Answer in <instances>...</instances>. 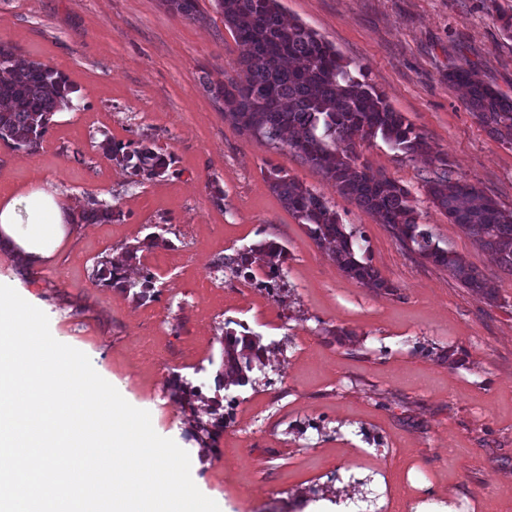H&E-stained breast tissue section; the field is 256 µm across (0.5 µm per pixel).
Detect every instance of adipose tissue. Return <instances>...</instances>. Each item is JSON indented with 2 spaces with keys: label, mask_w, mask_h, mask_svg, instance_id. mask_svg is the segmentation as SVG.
Masks as SVG:
<instances>
[{
  "label": "adipose tissue",
  "mask_w": 512,
  "mask_h": 512,
  "mask_svg": "<svg viewBox=\"0 0 512 512\" xmlns=\"http://www.w3.org/2000/svg\"><path fill=\"white\" fill-rule=\"evenodd\" d=\"M78 208L36 180L0 197V251L37 269L52 260L77 222Z\"/></svg>",
  "instance_id": "obj_1"
}]
</instances>
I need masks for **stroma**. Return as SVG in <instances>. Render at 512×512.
I'll use <instances>...</instances> for the list:
<instances>
[{
	"label": "stroma",
	"mask_w": 512,
	"mask_h": 512,
	"mask_svg": "<svg viewBox=\"0 0 512 512\" xmlns=\"http://www.w3.org/2000/svg\"><path fill=\"white\" fill-rule=\"evenodd\" d=\"M280 3L352 75L366 74L456 175L512 211V147L448 82L449 69L467 63L512 96V39L495 22L512 0ZM198 9L190 21L162 0H0V43L73 88L38 151L0 143V193L41 178L65 201L83 207L94 197L116 211L76 225L43 268L0 256V275L19 280L59 341L87 354L189 453L194 483L221 512H512V275L428 199L427 158L379 138L357 143L361 161L410 189L440 246L494 284L495 301L402 248L293 150L239 132L205 83L246 82L242 48L215 0ZM142 140L173 156L162 177L133 176L102 150ZM272 166L334 205L389 290L338 269L270 189ZM158 225L165 243L147 246ZM262 240L288 251L279 278L260 272L257 286L243 288L217 271L218 258ZM106 257L130 279L153 274L152 297L98 281ZM217 277L227 287H212ZM228 319L270 347L254 383L229 389ZM219 417L223 428L197 440L196 421Z\"/></svg>",
	"instance_id": "1"
}]
</instances>
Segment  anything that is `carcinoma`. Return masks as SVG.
Instances as JSON below:
<instances>
[{
  "label": "carcinoma",
  "instance_id": "1",
  "mask_svg": "<svg viewBox=\"0 0 512 512\" xmlns=\"http://www.w3.org/2000/svg\"><path fill=\"white\" fill-rule=\"evenodd\" d=\"M168 10L189 20L197 19V0H163ZM224 25L236 42L248 47L239 65L248 73L242 84L230 76L208 82L213 98L223 104L224 115L238 129L257 141L286 146L337 191L388 225L401 246L448 269L462 285L481 298L496 299L495 286L463 257L434 241L433 233L418 222L411 191L371 166L359 162L361 139L381 138L407 157L430 158L431 170L423 179L430 201L482 249L492 252L502 270L512 274V211L506 212L475 184L454 175L448 158L432 154L424 134L402 113L395 111L372 84L353 76L335 48L294 20L285 22L279 0H216ZM448 82L466 90L470 111L497 140L512 147V97L476 78L468 65L448 70ZM71 86L57 71L37 62H20L11 47L0 44V142L15 150L37 151L55 112L68 103ZM104 154L152 180L163 176L173 159L151 143L102 145ZM271 189L288 210L307 226L309 236L329 247L336 266L347 276L370 288L391 285L353 247V232L346 231L334 206L323 196L283 174L267 169ZM115 216L112 206L95 199L80 212L84 224L107 222ZM288 253L280 244L260 241L237 256L224 257L218 268L242 275L255 262L279 274ZM97 279L129 290L142 288L139 298L154 287L153 277L143 282L127 278L124 265L99 261ZM224 387L254 383L250 374L264 365L268 346L250 331L236 333L224 322Z\"/></svg>",
  "mask_w": 512,
  "mask_h": 512
}]
</instances>
